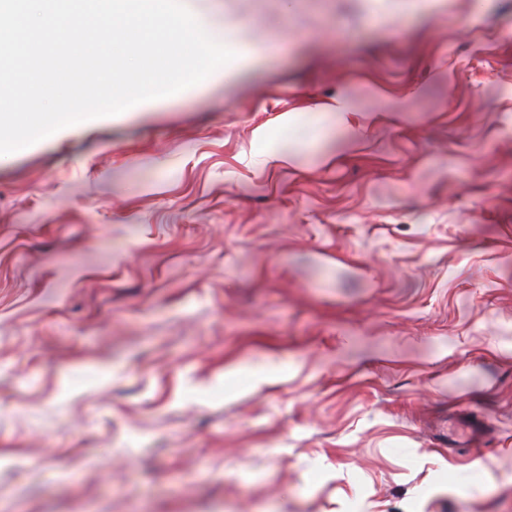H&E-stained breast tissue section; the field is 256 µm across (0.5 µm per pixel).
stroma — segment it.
<instances>
[{"label":"stroma","mask_w":512,"mask_h":512,"mask_svg":"<svg viewBox=\"0 0 512 512\" xmlns=\"http://www.w3.org/2000/svg\"><path fill=\"white\" fill-rule=\"evenodd\" d=\"M185 2L260 60L0 156V512H512V0Z\"/></svg>","instance_id":"1"}]
</instances>
